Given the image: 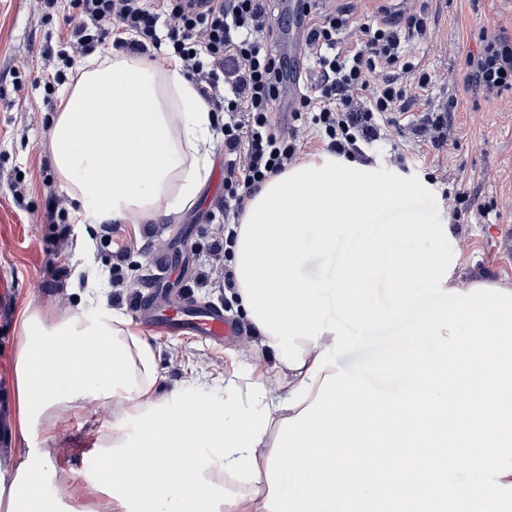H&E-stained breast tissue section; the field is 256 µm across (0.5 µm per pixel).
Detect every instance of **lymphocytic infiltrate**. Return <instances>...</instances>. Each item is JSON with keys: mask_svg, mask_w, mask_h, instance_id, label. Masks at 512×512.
<instances>
[{"mask_svg": "<svg viewBox=\"0 0 512 512\" xmlns=\"http://www.w3.org/2000/svg\"><path fill=\"white\" fill-rule=\"evenodd\" d=\"M80 18L46 60L63 66L47 77L46 93L64 82L65 65L106 42L116 49L178 60L213 111L225 113L224 222L238 226L245 201L268 178L299 158L309 131L319 132L331 153L368 160L374 142L400 135L394 152L415 154L436 143L448 115L406 126L409 95L425 89L431 73L409 58L405 44L426 37L427 7L398 21L355 22L351 11L334 10L310 23L302 58L277 54L271 0H76ZM316 72L300 93L287 127L271 122L287 78L301 80L305 63ZM465 92L485 98L512 90V39L485 37L464 60Z\"/></svg>", "mask_w": 512, "mask_h": 512, "instance_id": "f902f5d3", "label": "lymphocytic infiltrate"}]
</instances>
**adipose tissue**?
<instances>
[{"label":"adipose tissue","instance_id":"adipose-tissue-1","mask_svg":"<svg viewBox=\"0 0 512 512\" xmlns=\"http://www.w3.org/2000/svg\"><path fill=\"white\" fill-rule=\"evenodd\" d=\"M213 125L180 63L161 68L122 51L88 58L59 96L50 136L75 218L141 224L183 211L209 176ZM397 197L362 165L327 154L267 179L247 200L232 246L235 294L279 383L228 380L202 416L179 393L158 396L155 349L120 312L49 320L23 309L11 399L24 446L13 467L0 466V512H51L40 475L53 453L34 447V427L52 407L99 400L117 407L113 467L99 483L120 490V512H512V289L457 287L447 253L407 259L400 237L442 231L413 216L381 223ZM311 224L318 253L337 261L340 312L366 331L395 314L363 300L377 278L404 307L410 279L458 297V308L416 313L412 333L433 354L405 342L403 391L365 396L358 375L337 365L333 351L348 336L324 318L317 285L301 273ZM362 224L372 230L360 245L337 251L341 234ZM50 347L57 369L41 390ZM371 427L394 450L375 467L350 454ZM158 447L186 449L180 468L144 457ZM455 463L476 487L462 503L446 478Z\"/></svg>","mask_w":512,"mask_h":512}]
</instances>
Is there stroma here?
Returning <instances> with one entry per match:
<instances>
[{
	"mask_svg": "<svg viewBox=\"0 0 512 512\" xmlns=\"http://www.w3.org/2000/svg\"><path fill=\"white\" fill-rule=\"evenodd\" d=\"M429 7L432 29L426 39L410 43L409 51L434 80L417 92L409 113L418 121L447 107L451 118L441 145L424 147L420 169H406L403 160L391 157L389 143L375 147L376 178L401 191L385 220L398 224L409 212L425 224L449 225L447 241L407 236L398 248L435 261L446 246H456L460 259L453 279L459 287L483 281L512 288V93L486 100L463 91L464 58L478 51L479 33L512 38V0H430ZM78 18L74 0H59L47 17L31 0H0V275L16 284L13 306L0 312V352H14L20 342L23 307L50 313L115 309L130 320L138 305L159 303L154 286L163 280L173 300L221 307L243 329L221 347L187 334L148 336L158 353L159 394L179 391L208 402L223 395L225 378L273 366L272 355L255 356L256 330L238 311L233 289L224 285L230 255L213 253L215 240L224 236L223 225L211 219L224 204V144L215 141L211 176L193 205L164 223L75 221L50 152L42 48ZM439 166L447 168V179L431 180ZM459 192L464 200L458 212H450L444 196ZM316 234L309 228L302 273L322 283L323 314L337 322L341 316L330 288L336 265L318 254ZM410 327V311L371 333L349 326V344L333 355L343 369L368 373L372 359L400 357L397 345ZM112 415L111 402L102 401L52 412L37 424L38 447L52 449L61 437L71 443L43 476L56 512H104L111 504V487L97 485L102 457L92 446L111 432Z\"/></svg>",
	"mask_w": 512,
	"mask_h": 512,
	"instance_id": "obj_1",
	"label": "stroma"
}]
</instances>
